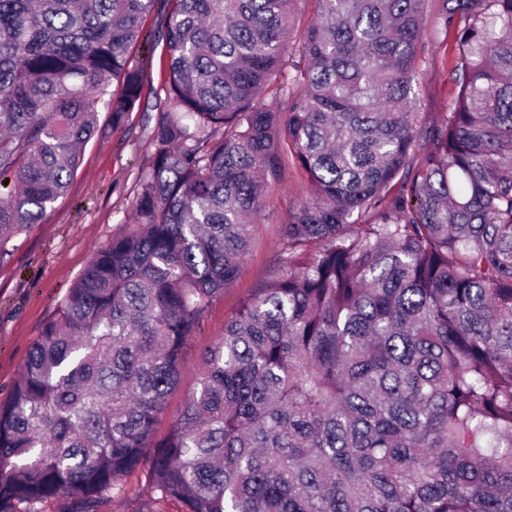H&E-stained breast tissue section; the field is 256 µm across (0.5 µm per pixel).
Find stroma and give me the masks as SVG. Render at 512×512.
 <instances>
[{
    "label": "stroma",
    "instance_id": "1",
    "mask_svg": "<svg viewBox=\"0 0 512 512\" xmlns=\"http://www.w3.org/2000/svg\"><path fill=\"white\" fill-rule=\"evenodd\" d=\"M425 27L417 83L422 111L437 114L447 111L454 96L448 72L456 43L454 36L436 31L433 22ZM144 31L151 34V45H137L133 52V62L144 75L139 110L119 126L111 124L107 113H100V131L89 141L66 193L0 256V401L7 399L23 373L59 302L96 253L123 229L130 202L140 188L141 170L153 151L149 116L166 78L160 21L148 17ZM305 198L306 184L299 175L269 185L237 278L211 302L201 329L187 342L180 381L155 424L156 437H163L182 412L196 382L200 352L223 336L225 322L242 300L277 272L282 228ZM98 512H187V507L179 500L160 498L151 486L148 466L143 465L122 477Z\"/></svg>",
    "mask_w": 512,
    "mask_h": 512
}]
</instances>
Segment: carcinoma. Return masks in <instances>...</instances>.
Here are the masks:
<instances>
[{"mask_svg": "<svg viewBox=\"0 0 512 512\" xmlns=\"http://www.w3.org/2000/svg\"><path fill=\"white\" fill-rule=\"evenodd\" d=\"M456 95L425 130L424 16ZM0 0V255L62 197L164 18L168 77L131 226L0 402V512H92L146 464L189 512H512V0ZM119 90L109 92L111 84ZM281 272L184 349L288 170Z\"/></svg>", "mask_w": 512, "mask_h": 512, "instance_id": "obj_1", "label": "carcinoma"}]
</instances>
